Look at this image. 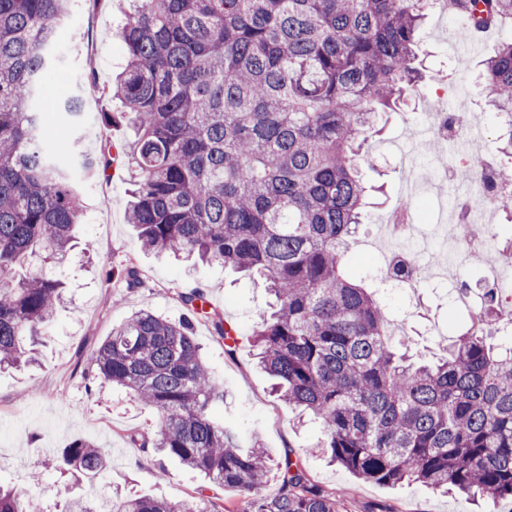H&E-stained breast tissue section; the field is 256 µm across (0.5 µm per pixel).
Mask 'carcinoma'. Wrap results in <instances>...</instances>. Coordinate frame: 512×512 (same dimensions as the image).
<instances>
[{"label": "carcinoma", "instance_id": "1", "mask_svg": "<svg viewBox=\"0 0 512 512\" xmlns=\"http://www.w3.org/2000/svg\"><path fill=\"white\" fill-rule=\"evenodd\" d=\"M69 0H0V367L27 357L62 299L34 259L62 257L78 224L79 187L48 146L47 112L32 102L54 74L50 58ZM433 0H140L117 36L126 66L101 93L119 99L132 137L128 221L142 247L256 273L273 296L252 332L258 365L298 423L321 424L316 448L357 478L408 482L489 499L512 498V347L487 328L502 315L496 289L470 310L445 354L415 365L393 344L376 290L351 279L367 190L356 157L378 120L416 91V51ZM474 32L512 25V0H455ZM512 113V37L479 86ZM83 98L57 101L71 123ZM104 141L80 169L106 173ZM493 206L512 223V192ZM171 321L138 312L112 332L85 378L126 389L155 412L131 445L172 457L239 491V512H348L313 484L301 458L272 459L260 437L224 424V387L201 354L203 317L228 354L239 333L195 288ZM99 475L105 451L78 440L51 462ZM271 480L277 494L264 493ZM0 512H44L0 486ZM111 512H205L191 500L117 494Z\"/></svg>", "mask_w": 512, "mask_h": 512}]
</instances>
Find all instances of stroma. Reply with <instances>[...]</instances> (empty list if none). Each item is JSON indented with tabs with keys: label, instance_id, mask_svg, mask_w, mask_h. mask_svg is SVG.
I'll return each instance as SVG.
<instances>
[{
	"label": "stroma",
	"instance_id": "stroma-1",
	"mask_svg": "<svg viewBox=\"0 0 512 512\" xmlns=\"http://www.w3.org/2000/svg\"><path fill=\"white\" fill-rule=\"evenodd\" d=\"M123 7L124 0H105L98 6L92 0L71 2L63 22L66 44L61 49L57 85L67 93L83 94L84 115L73 126L71 138L51 139L50 147L58 153H68L76 139L86 151L94 152L102 134L117 142L130 137L124 123L106 131L100 126L101 113L121 111L118 99L83 91L87 75L105 86L124 65L121 49L110 38L122 24ZM463 31V22L434 12L425 20L417 48L423 69L421 92L390 113L384 133L373 140L368 163L361 166L373 192L360 239L346 265L354 279L374 270V250L382 242L380 226L405 198L407 169L462 164L461 155L426 149L422 116L432 111L437 91L465 93L470 105L468 138L497 154L500 165L512 164V158L497 153L498 129L478 87V77L501 33L492 31L479 50L469 52L463 47ZM130 188L121 162L107 174L84 181L81 218L70 250L62 260L30 266L31 271L44 269L64 282L66 296L43 330L36 364L0 371V485L41 499L47 512H63L76 497L91 503L118 490L227 507L234 504L238 491L205 481L173 459L157 464L155 458L132 447L129 434L150 430L153 412L124 389L104 383L87 388L82 376L105 338L133 312L149 309L166 319H178L180 293L199 288L244 338L230 357L207 321L194 326L206 361L228 393L224 421L259 433L272 458L299 454L312 482L322 490L341 492L349 512H380L384 507L392 512H512V502L503 499L437 494L417 484L379 485L329 465L314 450L322 437L320 424L296 427L293 412L272 394L268 376L256 366L249 337L258 312L269 301L263 282L220 264L163 259L142 250L138 233L127 220ZM458 192V187L436 180L426 188L428 221L419 225L417 238L410 241L421 249L425 270L438 267L449 229L443 210ZM131 265L141 271L142 287L126 286L123 272ZM452 291V286L426 282L409 297L380 289L378 297L387 313L405 319L396 339L410 353L425 360L442 353L453 334L448 324ZM78 439L94 441L111 454L112 469L106 476L69 479L45 469L50 454L61 453ZM161 466L166 469L162 477L157 474Z\"/></svg>",
	"mask_w": 512,
	"mask_h": 512
}]
</instances>
